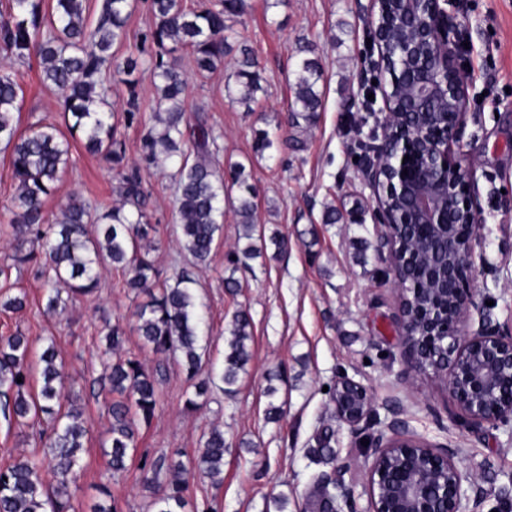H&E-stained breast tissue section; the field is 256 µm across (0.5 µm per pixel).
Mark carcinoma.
<instances>
[{"label":"carcinoma","instance_id":"carcinoma-1","mask_svg":"<svg viewBox=\"0 0 512 512\" xmlns=\"http://www.w3.org/2000/svg\"><path fill=\"white\" fill-rule=\"evenodd\" d=\"M51 11L44 0H7L0 11V48L20 64L38 60L43 84L60 93L71 137L80 138L85 149L101 156L119 178L122 203L92 218L86 207L75 201L60 210L49 224L45 201L57 190L60 173L70 161L71 144L54 125H38L27 132L18 130L16 112L23 101L21 73L0 70V141L11 148L10 166L18 183L15 208L8 223L13 229L16 261L35 263L46 278L47 309L57 307L60 286L73 295L96 291L99 269L105 263L122 272L123 287L146 295L149 301L137 313V332L153 353L181 355L187 377L194 389L185 401L188 409L206 400L213 384L211 371L202 362L201 317L190 284L191 274L183 271L175 284L159 278L149 250L140 241L149 236L143 206L147 197L139 168L128 165L125 142L117 137L114 113L107 105L108 67L114 60L112 48L126 36L131 0H101L96 22H88L87 0H53ZM246 0H215L187 5V0H150L155 19L145 35L152 51L126 56L116 64L129 90L128 114L139 111L136 86L143 66L151 70L163 107L154 113V124L146 126L141 140V159L148 167L162 169L178 165L175 174V217L183 248L198 263L206 262L221 230L224 191L239 188V223L252 237L256 204L255 188L249 183L245 166H229L221 175L214 164L215 138L206 120L190 124L184 120L187 80L181 71V53L190 52L196 71L205 76L224 65L233 51L226 32L228 22L245 13ZM237 68L228 87L232 102L247 110L261 90V71L251 50L239 48ZM319 63L303 59L294 83V100L289 124L304 121L311 126L323 106L319 89ZM37 242L40 251L27 248ZM258 250L250 244L234 253L232 270L248 266ZM252 323L249 314L238 312L228 329L221 380L227 386L237 382L251 359ZM32 345L21 334L0 336V396L6 398L4 416L19 427L40 426V442L51 456L24 457L0 468V512H68L70 485L77 482L81 452L89 429L82 412L63 408L61 387L66 378L54 346L39 356L42 385L27 395L33 372ZM102 389L115 396L109 413L112 471L120 472L137 447L138 427L148 424L160 407L158 373L145 369L136 355L118 357L107 366ZM22 382H17V379ZM224 432L214 428L203 436L196 456L185 464L161 456L143 460L144 485L152 490L155 512H184V489L190 469H198L216 482L224 472ZM47 469L52 482L45 484L40 471ZM173 479L160 481L161 472Z\"/></svg>","mask_w":512,"mask_h":512}]
</instances>
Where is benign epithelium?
<instances>
[{
    "mask_svg": "<svg viewBox=\"0 0 512 512\" xmlns=\"http://www.w3.org/2000/svg\"><path fill=\"white\" fill-rule=\"evenodd\" d=\"M442 0H368L366 24L376 46L384 118L360 166L382 230L376 251L396 286V319L407 369L440 381L474 436L512 426V325L485 309L477 277L484 225L472 193L473 174L455 151L466 115L464 76L453 63L457 16ZM447 110L431 116L423 104ZM423 229L434 256L422 267L430 300L414 303L405 278L417 252L404 241ZM333 413L352 438L374 420L364 488L367 512H483L486 494L459 465L460 449L412 426L397 399L378 403L367 387L342 374ZM386 411L379 418L378 408ZM334 469L321 483L334 488L336 512L355 501L357 483Z\"/></svg>",
    "mask_w": 512,
    "mask_h": 512,
    "instance_id": "benign-epithelium-1",
    "label": "benign epithelium"
}]
</instances>
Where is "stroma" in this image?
<instances>
[{"label":"stroma","mask_w":512,"mask_h":512,"mask_svg":"<svg viewBox=\"0 0 512 512\" xmlns=\"http://www.w3.org/2000/svg\"><path fill=\"white\" fill-rule=\"evenodd\" d=\"M367 0H248L237 18L238 42L251 47L263 77V90L252 110L230 102L225 80L235 65L226 57L217 72L187 73L186 118L204 117L216 136L220 169L243 163L256 188L252 235L263 255L247 271H232L228 254L237 247L243 226L235 212L238 191L224 198V231L210 258L194 264L174 229L172 170L141 166L149 190L147 213L156 228L151 255L160 278L175 280L190 268L192 292L204 316L203 362L221 373L228 328L238 310L252 321V357L232 388L215 382L206 402L186 410L190 391L180 356H161L145 348L135 330L136 312L146 300L122 288L121 274L112 266L99 271V286L88 296L63 297L47 311L43 278L37 268L14 265L12 229L5 221L17 197L9 151L0 143V336H29L34 352L54 344L66 371L80 373V387L64 388L63 402L82 409L89 441L82 454L80 479L72 491L75 512H88L107 485L120 512H152L151 495L142 485L141 462L167 456L189 461L212 428L224 432V482L215 485L205 474L191 471L184 496L186 512H306L316 479L345 467L362 479L368 449L352 447L346 425L333 416L328 389L340 373L361 381L383 401L399 398L416 430L428 438L449 440L460 447L462 467L473 473L487 493L483 512H498V490L512 484V434L489 430L474 438L455 418V407L444 388L423 375H407L400 354L395 320L396 294L382 276L375 252L377 222L372 192L358 177L360 140L366 139L373 118L359 89L378 53L362 14ZM458 13L464 47L457 62L469 65L466 75V124L460 157L473 173L475 195L487 227L485 266L478 285L499 321L512 319V0H448ZM314 50L323 69L320 88L324 110L316 125L287 128V142H275L264 156L255 154V132L285 121L294 96V70L301 47ZM24 98L20 128L52 124L65 129L57 91L45 86L38 63L23 66ZM141 116L126 120L128 98L118 74H110L108 101L127 159L139 163L143 114L157 108L158 96L150 73L137 88ZM72 161L61 174L58 190L45 204L56 217L62 204L79 198L90 210L118 202L117 182L108 165L87 154L79 140L71 142ZM338 213L326 224V205ZM288 238V249L276 253L273 233ZM239 286L229 291L227 277ZM26 293L22 310L5 308V301ZM125 330L118 350H108L100 330L104 321ZM137 355L148 369H161V403L150 425L140 427L137 450L126 470L108 466L111 394L102 391L104 364L114 356ZM281 374L276 396H268L267 375ZM282 413L268 420L269 404ZM334 430L332 446H324L325 430ZM34 429H19L0 416V467L39 451ZM287 499L278 510L276 499Z\"/></svg>","instance_id":"35a3bbf8"}]
</instances>
